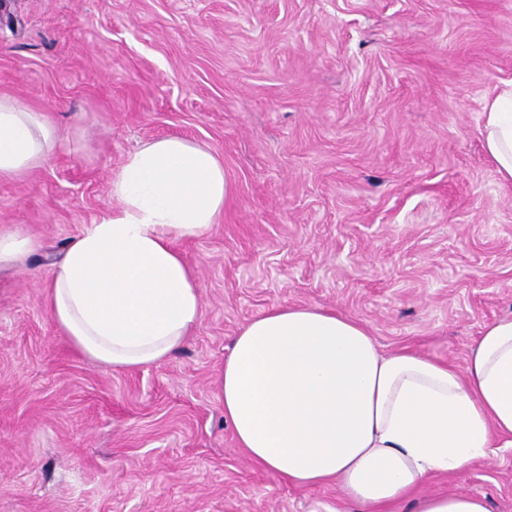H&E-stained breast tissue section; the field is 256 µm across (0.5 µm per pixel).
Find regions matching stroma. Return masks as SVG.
<instances>
[{"label":"stroma","mask_w":512,"mask_h":512,"mask_svg":"<svg viewBox=\"0 0 512 512\" xmlns=\"http://www.w3.org/2000/svg\"><path fill=\"white\" fill-rule=\"evenodd\" d=\"M510 79L512 0H5L0 98L49 110L60 143L0 179V231L41 244L0 268V512H335V484L288 485L237 448L224 357L271 307L318 305L464 369L512 318V185L482 135ZM170 136L228 185L218 223L177 243L202 315L164 364L115 370L47 312L46 258ZM419 492L512 512V449Z\"/></svg>","instance_id":"1"}]
</instances>
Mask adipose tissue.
<instances>
[{
  "instance_id": "adipose-tissue-1",
  "label": "adipose tissue",
  "mask_w": 512,
  "mask_h": 512,
  "mask_svg": "<svg viewBox=\"0 0 512 512\" xmlns=\"http://www.w3.org/2000/svg\"><path fill=\"white\" fill-rule=\"evenodd\" d=\"M485 152L512 184V81L483 101ZM58 136L48 113L0 99V179L42 165ZM119 206L48 265L47 307L84 356L119 370L160 365L202 312L178 240L224 209V168L207 148L164 137L112 176ZM220 400L239 447L289 485L336 482L361 512L413 499L415 512H488L470 494L417 496L437 474L512 448V318L484 327L464 370L382 351L363 323L314 305L274 307L235 336Z\"/></svg>"
}]
</instances>
